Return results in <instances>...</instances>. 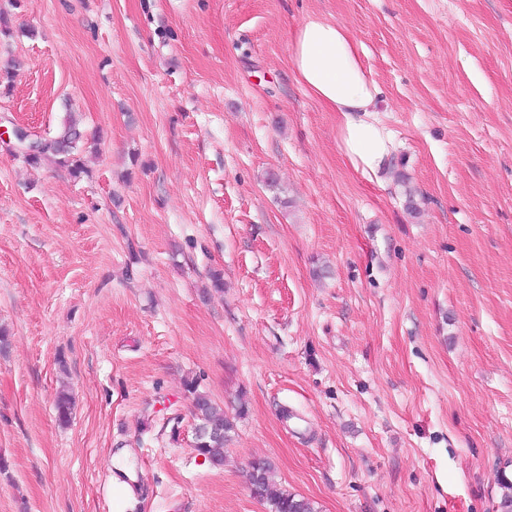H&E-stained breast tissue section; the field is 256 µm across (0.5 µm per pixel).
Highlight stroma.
Returning <instances> with one entry per match:
<instances>
[{"label":"stroma","instance_id":"stroma-1","mask_svg":"<svg viewBox=\"0 0 512 512\" xmlns=\"http://www.w3.org/2000/svg\"><path fill=\"white\" fill-rule=\"evenodd\" d=\"M0 512H499L512 482V0H0ZM343 24L395 152L357 174L289 35ZM224 274L214 291L210 271ZM235 418L222 467L184 388ZM74 400L60 424V390ZM131 455L133 494L110 457ZM13 136L19 151L32 152L41 148L35 153L20 154L25 162L34 164L46 158H54L60 165L67 167L73 177L78 178L84 173L77 152L86 136L71 117L64 122L55 136L43 138L46 142L44 148L43 141L25 127L13 128ZM250 465L257 472V476H254L248 471L251 492L259 501L268 504L271 512H315L309 500L276 487L271 462L260 458L253 460Z\"/></svg>","mask_w":512,"mask_h":512}]
</instances>
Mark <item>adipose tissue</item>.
<instances>
[{
    "label": "adipose tissue",
    "instance_id": "1",
    "mask_svg": "<svg viewBox=\"0 0 512 512\" xmlns=\"http://www.w3.org/2000/svg\"><path fill=\"white\" fill-rule=\"evenodd\" d=\"M289 46L298 82L335 112L340 146L353 169L379 178L389 165L392 139L373 117L382 90L365 65L362 46L343 25L320 18L301 25Z\"/></svg>",
    "mask_w": 512,
    "mask_h": 512
}]
</instances>
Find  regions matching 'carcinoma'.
Returning <instances> with one entry per match:
<instances>
[{"instance_id": "cac0c4a2", "label": "carcinoma", "mask_w": 512, "mask_h": 512, "mask_svg": "<svg viewBox=\"0 0 512 512\" xmlns=\"http://www.w3.org/2000/svg\"><path fill=\"white\" fill-rule=\"evenodd\" d=\"M85 134L75 120L67 119L59 132L45 139L46 145L35 153H24L25 162L34 164L46 158L55 159L65 166L70 174L78 178L84 168L77 158L80 143ZM186 391L191 396L196 419L194 431V449L215 466L224 465V447L234 430V422L224 408L215 403L204 391L199 390L196 381L186 382ZM251 469L256 474H248L251 492L255 498L268 504L271 512H314L312 503L304 497L281 490L276 487L273 478V467L266 459H255Z\"/></svg>"}]
</instances>
